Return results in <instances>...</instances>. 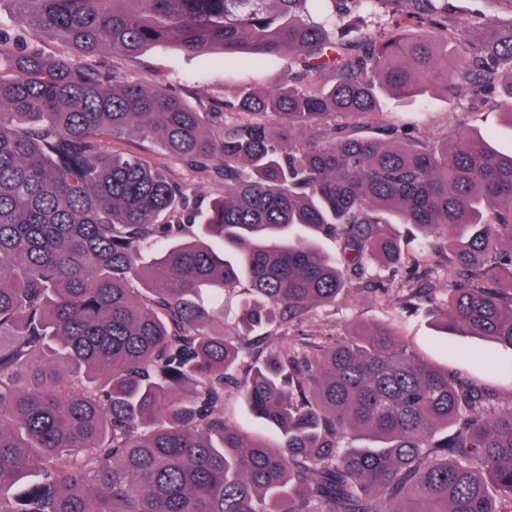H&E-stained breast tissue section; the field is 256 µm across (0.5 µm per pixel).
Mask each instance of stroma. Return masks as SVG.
<instances>
[{"label":"stroma","mask_w":512,"mask_h":512,"mask_svg":"<svg viewBox=\"0 0 512 512\" xmlns=\"http://www.w3.org/2000/svg\"><path fill=\"white\" fill-rule=\"evenodd\" d=\"M93 65L104 71L124 73L145 86H165L174 95L196 108L216 102L234 101L240 88L270 90L294 75L290 57L247 55L213 51L190 54L170 45H157L143 52L136 65L109 53L93 58ZM370 129L393 127L435 140L466 128L491 137L493 146L503 154L512 153V124L504 121L492 104L473 102L471 98H450L435 91L423 99L409 101L389 94L381 110L370 116ZM169 178L182 186L191 200L208 207L224 191L223 179L187 168L175 160H166ZM390 295L352 294L331 309L312 313L300 329L315 336H335L348 324H364L396 319L404 333L436 364L459 370L502 395L512 394V350L487 339L465 334L445 335L433 326L426 312L408 314L394 303L408 286V271L384 273Z\"/></svg>","instance_id":"stroma-1"}]
</instances>
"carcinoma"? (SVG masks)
<instances>
[{"label":"carcinoma","mask_w":512,"mask_h":512,"mask_svg":"<svg viewBox=\"0 0 512 512\" xmlns=\"http://www.w3.org/2000/svg\"><path fill=\"white\" fill-rule=\"evenodd\" d=\"M355 1L394 20L349 52L328 24ZM308 2L0 0L17 22L0 24V512H512V399L390 322L292 335L314 308L378 292L374 258L404 263L393 211L442 267L413 262L398 305L428 301L444 333L512 350V156L465 131L331 121L389 92L481 99L506 75L512 122V26L450 17L448 0H318L321 19ZM44 32L69 53L39 51ZM157 44L286 50L305 82L208 113L87 63ZM131 136L220 169L203 223L159 165L105 151ZM295 227L329 230L338 257L283 244ZM243 278V331L226 335L224 291ZM236 393L276 445L226 418Z\"/></svg>","instance_id":"carcinoma-1"}]
</instances>
